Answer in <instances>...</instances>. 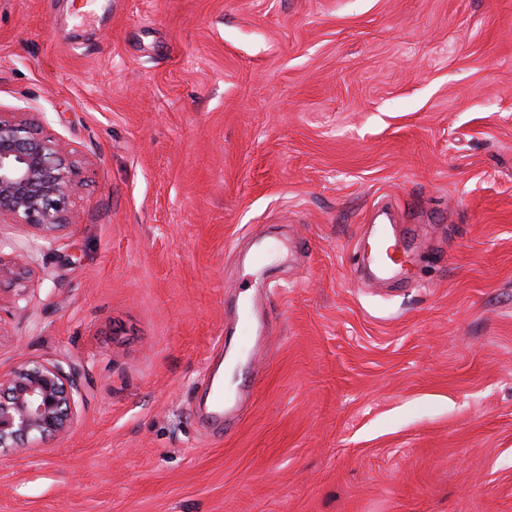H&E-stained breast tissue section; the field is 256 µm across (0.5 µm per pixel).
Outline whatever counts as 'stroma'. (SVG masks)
<instances>
[{"label": "stroma", "mask_w": 512, "mask_h": 512, "mask_svg": "<svg viewBox=\"0 0 512 512\" xmlns=\"http://www.w3.org/2000/svg\"><path fill=\"white\" fill-rule=\"evenodd\" d=\"M76 2L0 0V113L82 184L0 284V373H79L0 512H512V0Z\"/></svg>", "instance_id": "35a3bbf8"}]
</instances>
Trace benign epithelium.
Returning a JSON list of instances; mask_svg holds the SVG:
<instances>
[{
  "mask_svg": "<svg viewBox=\"0 0 512 512\" xmlns=\"http://www.w3.org/2000/svg\"><path fill=\"white\" fill-rule=\"evenodd\" d=\"M81 192L66 148L39 136L27 120L0 113V223L18 224L32 237L0 258V280L20 281L32 253L52 245L67 227V212ZM77 375L50 362L25 361L0 375V454L40 448L75 419Z\"/></svg>",
  "mask_w": 512,
  "mask_h": 512,
  "instance_id": "benign-epithelium-1",
  "label": "benign epithelium"
}]
</instances>
